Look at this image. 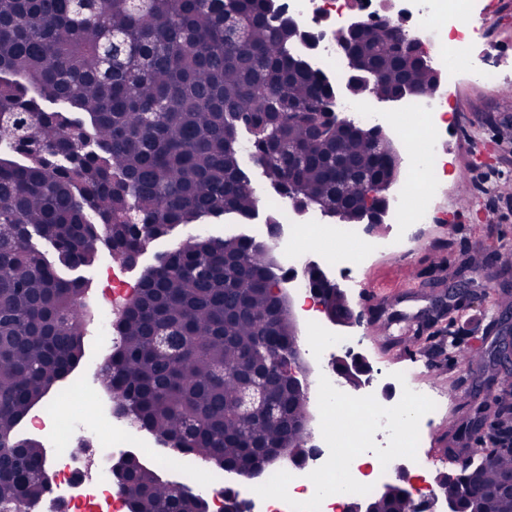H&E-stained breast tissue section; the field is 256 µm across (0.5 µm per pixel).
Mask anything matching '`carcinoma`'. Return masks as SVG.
<instances>
[{"label": "carcinoma", "instance_id": "carcinoma-1", "mask_svg": "<svg viewBox=\"0 0 512 512\" xmlns=\"http://www.w3.org/2000/svg\"><path fill=\"white\" fill-rule=\"evenodd\" d=\"M302 38L272 0H0V512L42 495V445L10 438L85 354L95 301L81 271L103 247L128 263L178 227L254 216L242 132L298 202L343 224L384 206L391 169L370 131L312 132L336 91L290 53ZM346 40L357 96L422 95L434 80L394 29L364 24ZM356 167L377 186L370 202L347 175ZM263 252L243 234L182 238L122 311L100 370L140 428L216 470L304 452L307 396L288 376L296 338ZM309 274L325 306H341ZM251 378L268 402L244 416ZM112 471L130 512H207L134 461ZM506 471L511 454L470 459L448 495L465 512H512V496L493 491ZM376 509L411 512L404 486Z\"/></svg>", "mask_w": 512, "mask_h": 512}]
</instances>
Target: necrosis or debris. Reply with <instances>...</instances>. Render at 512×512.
<instances>
[{"mask_svg":"<svg viewBox=\"0 0 512 512\" xmlns=\"http://www.w3.org/2000/svg\"><path fill=\"white\" fill-rule=\"evenodd\" d=\"M380 0H276L283 17L307 32L290 51L306 60L329 82H342L348 65L338 40L351 21L379 18ZM392 19L409 38L424 43L427 60L439 78L434 92L402 99L401 111H383L378 103L343 95L335 110L344 120L383 133L400 158L398 174L386 192L385 229L363 238L355 224H338L337 237L358 240L360 250L347 261L335 262L347 287L361 284L367 264L379 256L402 257L414 242V227L427 223L435 201L448 185L447 131L456 111L454 78L464 74L473 81L495 86L512 77L507 62L494 61L486 41L481 0H392ZM423 149H416L415 140ZM268 258L286 270L283 304L299 335L296 363L312 390L303 419L307 452L295 460L281 451L251 476L212 469L201 456L185 454L173 482L181 492L205 501L210 512H224L234 499L242 512H345L348 505L377 494L391 478L393 449L414 463V476L423 485L414 489L415 503L435 512L439 485L463 464L451 456L418 454L417 448L448 406L443 391L410 381L407 371L385 363L368 371L361 393H353L336 368L337 356L351 358L366 338L358 331L332 329L322 298L301 268L308 254L295 239L276 236ZM126 265L109 269L100 293L108 306L94 319L101 352L112 345V312L124 306L136 288L125 280ZM71 400L90 399L92 408L77 422L61 418L57 405L28 416L25 426L45 438L54 450L52 472L39 503L41 512H127V499L112 474L115 462L135 458L155 474L168 472L166 462L149 450L139 427L119 411L110 391L102 387L93 368H85L67 389ZM95 430L91 446L81 432Z\"/></svg>","mask_w":512,"mask_h":512,"instance_id":"4bbe7bcc","label":"necrosis or debris"}]
</instances>
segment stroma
<instances>
[{"mask_svg": "<svg viewBox=\"0 0 512 512\" xmlns=\"http://www.w3.org/2000/svg\"><path fill=\"white\" fill-rule=\"evenodd\" d=\"M456 88L458 186L407 256L375 259L363 287L346 295L367 327L362 353L370 364L419 353L429 384L452 393L428 446L463 458L486 443V429L471 420L503 395L495 375L506 308L498 294L512 279V261L503 258L512 251V80L483 87L460 78ZM447 293L448 313L431 315L434 299Z\"/></svg>", "mask_w": 512, "mask_h": 512, "instance_id": "obj_1", "label": "stroma"}]
</instances>
